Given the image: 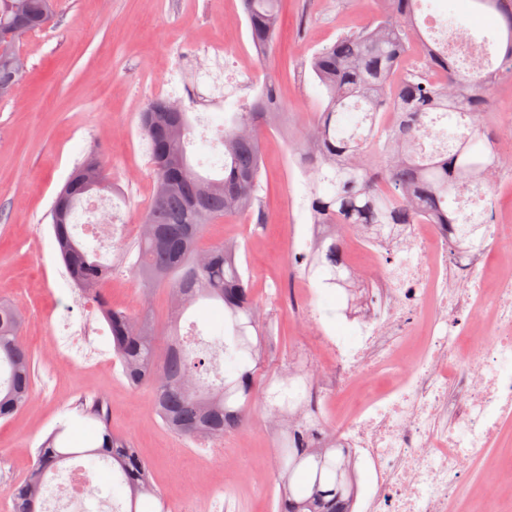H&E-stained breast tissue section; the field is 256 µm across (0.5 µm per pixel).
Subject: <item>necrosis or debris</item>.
Wrapping results in <instances>:
<instances>
[{
	"label": "necrosis or debris",
	"mask_w": 512,
	"mask_h": 512,
	"mask_svg": "<svg viewBox=\"0 0 512 512\" xmlns=\"http://www.w3.org/2000/svg\"><path fill=\"white\" fill-rule=\"evenodd\" d=\"M196 52L221 66L223 84L211 67L190 79L174 68L162 89L147 86L143 95L198 109L197 130L206 135L204 111L220 104L222 86L238 90L251 80L222 49L202 44ZM363 247L370 290L343 314L358 340L315 333L316 347L330 358L308 399L317 411L327 394L349 392L369 373L402 370L383 394L364 390L338 420L336 435L372 467L362 512H448L468 458L512 417V272L489 281L487 244L457 242L435 224H404ZM490 294L496 303L488 312ZM98 343L97 331L65 320L53 350L84 362L97 357Z\"/></svg>",
	"instance_id": "obj_1"
}]
</instances>
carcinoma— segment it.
Wrapping results in <instances>:
<instances>
[{
  "instance_id": "1",
  "label": "carcinoma",
  "mask_w": 512,
  "mask_h": 512,
  "mask_svg": "<svg viewBox=\"0 0 512 512\" xmlns=\"http://www.w3.org/2000/svg\"><path fill=\"white\" fill-rule=\"evenodd\" d=\"M252 44L264 56L279 29V0H242ZM374 23L341 35L316 51L309 73L325 94V105L302 135L306 209L319 237L302 254L303 275L325 288L351 287L346 256L349 236L364 229L380 235L394 224H446L460 242L473 241L484 223L457 219L452 196L472 186L490 184L503 167L492 145L495 130L482 123L486 93L505 77L512 79V0H472L479 9L499 15L505 50L493 70L479 63L464 69L450 55L423 39L416 30L421 0H382ZM56 0H0V31L18 35L43 27ZM416 51L434 80L421 72H400L405 56ZM10 56L0 50V99L18 84ZM167 100L146 107L141 135L153 165L155 190L141 223L132 267L145 293L165 288L177 305L165 342H159L148 311L134 314L112 306L105 294L111 267L73 234L76 209L92 193L72 182L63 216L51 224L61 261L83 300L92 302L105 320L109 342L128 382L147 385L153 409L170 431L190 440L220 441L245 426L255 398V382L267 336L263 305L244 279L241 244L226 241L199 247L204 228L228 216L265 220L261 190L260 134L283 114L274 81L266 79L252 104L224 119L221 136L196 142L193 122L181 112V133L172 135ZM430 112H458L468 119L469 133L449 147L430 149ZM94 172L96 193L112 191L108 173L91 154L73 174ZM200 300L222 304L224 323L209 332L202 352L175 353L184 342L179 325L184 311ZM22 315L0 299V420L14 417L33 391L34 356L21 337ZM288 390L265 392L267 416L287 424L278 440L274 475L280 488L276 512H354L359 488L356 459L340 448L325 425L322 441H307L304 431L315 424L305 417L308 372L288 368L277 379ZM91 422L92 436L81 448L69 445L68 424L56 426L37 449L29 475L8 490L10 512H40L49 476L68 461L79 460L83 473L106 466L128 497L127 512H138L144 497L159 501L149 465L134 444L112 432L107 412L97 400L77 409Z\"/></svg>"
}]
</instances>
